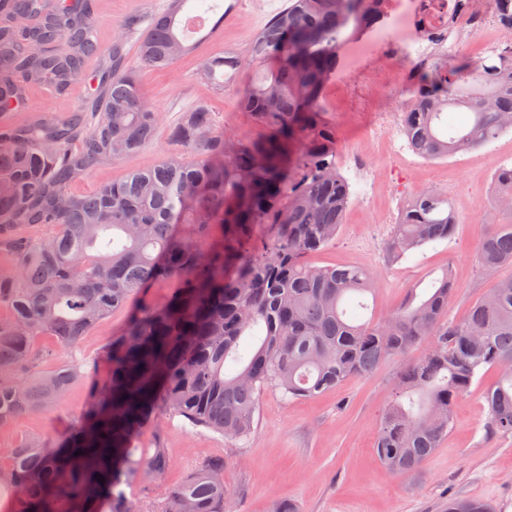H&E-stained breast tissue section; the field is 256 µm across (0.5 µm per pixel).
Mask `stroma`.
Instances as JSON below:
<instances>
[{"instance_id":"1","label":"stroma","mask_w":512,"mask_h":512,"mask_svg":"<svg viewBox=\"0 0 512 512\" xmlns=\"http://www.w3.org/2000/svg\"><path fill=\"white\" fill-rule=\"evenodd\" d=\"M223 20L212 34H196L193 50L165 70L141 66L135 43L126 47V65L164 114V124L135 163L150 167L173 150L168 127L182 113L203 104L214 112L226 134L238 140L261 136L254 119L238 106V96L252 79L241 69L234 82L217 90L202 75L204 62L230 48L245 51L251 36L284 0H209ZM99 42L110 50L116 29L130 16L150 15L168 0H96ZM94 92L91 84H76L68 96H57L49 85L32 88L28 104L40 111L67 113L79 109ZM327 117L339 137V165L351 184V204L335 240L313 258L318 266L357 265L381 274L374 293L365 295L363 319L378 320L397 309L409 289L425 287L453 267L458 292L449 305L450 319H464L473 300L492 282L482 277L474 253L490 225L507 223L491 202L500 166L512 165V132L478 150L429 161L414 154L400 130L374 138L370 119L347 112L334 90L324 96ZM408 162L391 193L377 192L365 173L353 163L363 157L373 168L388 170L395 152ZM447 193L457 216L454 235L419 250L412 257L389 261L385 242L397 223L410 193L419 185ZM128 312L121 309L101 321L81 341L85 357L96 368L76 380L61 403L51 411L17 418L0 427V447L15 448L38 438L57 446L79 426L95 405L92 385L104 378V347L120 336ZM398 363L347 379L325 394L307 400L285 401L265 391L259 399L254 432L241 446L219 433L193 428L163 411L153 413L134 439L138 448L161 445L169 467L161 478L130 488L138 512H149L198 466L212 459L224 461V483L233 492L237 512H270L275 501L289 500L298 512H445L452 496L491 502L498 512H512V437L487 438L482 429L485 412L482 389L494 372L459 398L456 423L439 448L411 476H396L378 460L375 435L383 412L393 399Z\"/></svg>"}]
</instances>
